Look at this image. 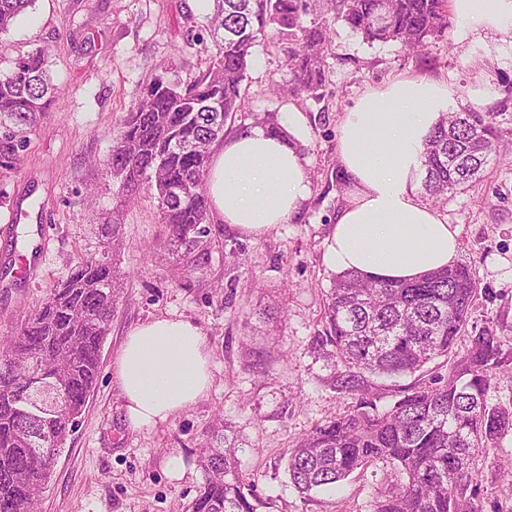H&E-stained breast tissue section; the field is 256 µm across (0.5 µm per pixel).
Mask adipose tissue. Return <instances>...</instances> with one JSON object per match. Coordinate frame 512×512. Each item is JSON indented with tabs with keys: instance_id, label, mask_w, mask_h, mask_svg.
I'll list each match as a JSON object with an SVG mask.
<instances>
[{
	"instance_id": "obj_1",
	"label": "adipose tissue",
	"mask_w": 512,
	"mask_h": 512,
	"mask_svg": "<svg viewBox=\"0 0 512 512\" xmlns=\"http://www.w3.org/2000/svg\"><path fill=\"white\" fill-rule=\"evenodd\" d=\"M451 7L458 40L483 30L512 37V0H451ZM455 95L447 81L406 75L364 92L345 112L337 152L348 201L325 240L328 268L412 281L454 265L458 228L423 202L418 189L426 138ZM206 191L218 221L259 236L300 211L311 192L308 163L292 142L255 127L213 155ZM113 377L129 428L169 420L210 386L202 330L169 317L133 328Z\"/></svg>"
}]
</instances>
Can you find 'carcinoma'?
I'll use <instances>...</instances> for the list:
<instances>
[{
    "mask_svg": "<svg viewBox=\"0 0 512 512\" xmlns=\"http://www.w3.org/2000/svg\"><path fill=\"white\" fill-rule=\"evenodd\" d=\"M34 0H0V33ZM205 35L208 66L188 84L156 78L124 117L107 160L125 196L154 187L163 245L186 266L211 257L210 202L204 177L224 126L244 104L242 82L257 36L268 27L289 41L291 93L317 96L325 84V29L302 25L317 0H213ZM449 0H336V16L368 42L397 41L419 52L448 30ZM40 51L0 72V161L16 158L25 133L48 111L55 88ZM502 130L494 112H448L425 143L421 188L433 203L475 178L497 153ZM476 282L453 265L415 281L357 271L338 273L326 295L325 332L318 337L346 364L379 375L413 373L452 353L467 324ZM120 294L113 260L78 263L52 289L19 332L0 340V512H36L58 454L100 373V352ZM512 363L501 340L482 332L457 355L447 376L405 394L384 413L360 401L318 425L288 454V476L302 494L336 486L384 461L400 482L374 512H478L479 474L472 459L512 431V410L491 405L497 371ZM199 466L204 480L191 512H258L265 507L239 474L236 442L215 429Z\"/></svg>",
    "mask_w": 512,
    "mask_h": 512,
    "instance_id": "carcinoma-1",
    "label": "carcinoma"
}]
</instances>
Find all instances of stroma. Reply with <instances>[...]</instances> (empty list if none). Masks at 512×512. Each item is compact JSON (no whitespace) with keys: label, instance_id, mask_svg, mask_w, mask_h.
<instances>
[{"label":"stroma","instance_id":"1","mask_svg":"<svg viewBox=\"0 0 512 512\" xmlns=\"http://www.w3.org/2000/svg\"><path fill=\"white\" fill-rule=\"evenodd\" d=\"M209 0H35L0 34V70L36 50L59 92L27 134L12 166H0V338L18 332L52 288L81 259L98 256L102 224L120 227L116 257L123 294L101 348V370L81 417L41 493L38 512H187L203 481L200 447L217 423L238 437L239 467L270 512H373L395 482L389 465L356 471L338 490L304 498L291 484L289 450L316 425L367 400L387 411L411 387L448 374L437 359L400 376L350 370L317 344L332 270L324 242L346 203L337 164L340 119L365 91L405 74L445 79L456 109L490 82L491 111L512 129V38L486 31L457 41L454 31L428 38L421 52L395 42H366L338 21L330 0L303 16L329 31L326 83L319 96L288 97L286 45L259 35L243 86L245 107L225 136L264 112L300 113L295 142L308 161L311 195L288 223L254 237L209 219L215 242L205 268L159 262L158 201L150 189L122 196L106 160L125 113L155 76L189 82L208 53L188 24L205 25ZM438 211L459 228L458 257L477 283L468 323L456 345L465 352L490 329L512 352V153L490 159L479 180L449 194ZM20 218L11 222L9 211ZM200 326L211 384L196 404L150 429H129L112 365L127 333L157 317ZM479 512H512V433L475 458Z\"/></svg>","mask_w":512,"mask_h":512}]
</instances>
